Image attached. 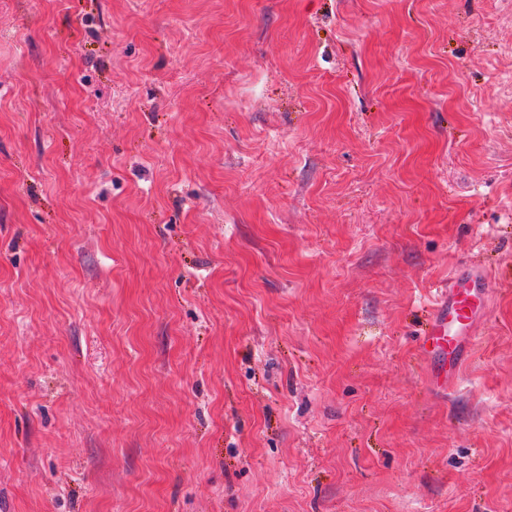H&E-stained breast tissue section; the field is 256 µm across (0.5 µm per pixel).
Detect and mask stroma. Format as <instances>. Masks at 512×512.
<instances>
[{
	"instance_id": "1",
	"label": "stroma",
	"mask_w": 512,
	"mask_h": 512,
	"mask_svg": "<svg viewBox=\"0 0 512 512\" xmlns=\"http://www.w3.org/2000/svg\"><path fill=\"white\" fill-rule=\"evenodd\" d=\"M0 512H512V0H0ZM483 301L484 288L476 281H448V294L432 318L425 345L432 353L447 356L452 370L472 345V328Z\"/></svg>"
}]
</instances>
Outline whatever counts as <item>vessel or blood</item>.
I'll list each match as a JSON object with an SVG mask.
<instances>
[{
    "label": "vessel or blood",
    "instance_id": "obj_1",
    "mask_svg": "<svg viewBox=\"0 0 512 512\" xmlns=\"http://www.w3.org/2000/svg\"><path fill=\"white\" fill-rule=\"evenodd\" d=\"M484 301V289L474 281H452L425 336L426 347L457 367L471 343L472 328Z\"/></svg>",
    "mask_w": 512,
    "mask_h": 512
}]
</instances>
